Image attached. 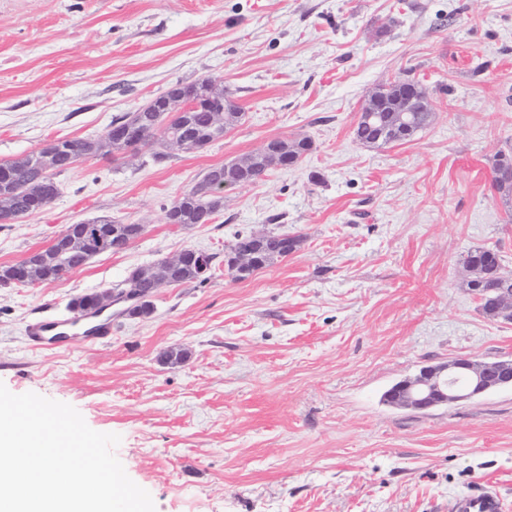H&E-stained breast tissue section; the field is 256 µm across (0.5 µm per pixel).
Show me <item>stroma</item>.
Wrapping results in <instances>:
<instances>
[{"label":"stroma","instance_id":"35a3bbf8","mask_svg":"<svg viewBox=\"0 0 512 512\" xmlns=\"http://www.w3.org/2000/svg\"><path fill=\"white\" fill-rule=\"evenodd\" d=\"M416 79L430 123L381 147L354 136L374 88ZM222 80L243 118L193 152L155 144L77 162L43 210L0 224V266L94 219L143 225L63 278L0 286V383L76 408L156 512H448L493 485L512 508V387L425 412L383 393L458 357L512 359V321L468 288L469 251L512 276V207L492 187L512 153V0H0V162L101 136L174 83ZM271 137L309 138L295 166L226 189L212 223L166 207ZM298 237L235 278L236 233ZM194 248L205 283L162 285L152 314L109 308V340L33 348L37 316ZM169 348L183 363H161Z\"/></svg>","mask_w":512,"mask_h":512}]
</instances>
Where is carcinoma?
Here are the masks:
<instances>
[{"mask_svg": "<svg viewBox=\"0 0 512 512\" xmlns=\"http://www.w3.org/2000/svg\"><path fill=\"white\" fill-rule=\"evenodd\" d=\"M196 95L197 102L188 112H176L157 118V110L163 107L164 96L160 95L134 112L113 119L115 123H128L139 121L145 130L143 143H157L162 147L184 144V149L191 151L198 146H207L224 137V133L236 126L242 117L239 107L231 99V94L224 88V82L206 78L189 84ZM406 91L405 84L397 80L388 85L383 93L372 91L363 107V112L372 115V118L360 123L355 129L356 138L364 144H377L383 142L380 138L381 131L387 129L396 138L411 139L418 131L422 130L429 122L431 112L421 111L422 105L412 104L413 111L400 112L404 101L402 93ZM205 101L223 102L225 109L220 123L212 120V113L203 109ZM63 144L69 150L60 154V157L50 174L54 178L69 170L80 160H88L102 154L103 150L112 153L126 152L131 146L125 142L104 141L96 139H66ZM34 154L25 158L0 163V203L12 209L18 217L28 215V199L22 193L14 192V185H24L34 177V167L31 165ZM503 154L496 156L492 171V185L499 194L500 199L509 204L512 202V187L504 185L497 180V173L502 168ZM224 169L218 165L210 168L201 181L189 191L183 193L166 208V219L171 224H183L185 226L203 223V217L211 218L223 205L224 196L211 194L205 190L206 185L212 181L211 174ZM142 230L141 225L116 224L117 233L112 236L108 252L116 253L125 249L133 241L128 235L132 228ZM298 238L291 236L288 241H283L278 233L237 234L233 242L228 246L227 267L235 272L238 279H243L246 274L234 264L235 254L241 250H253L262 260L263 266H268L283 257L284 249H294ZM85 253L76 249L64 260H56L49 267L36 269L29 267L28 277L30 282L53 281L74 270L81 268ZM215 256L208 254L198 256L186 261L173 275L176 284L198 282L200 284L210 277ZM499 251L494 248H478L467 256V266L478 270L480 279L478 282H469L468 287L475 288H511L512 283L503 281L496 274L500 266Z\"/></svg>", "mask_w": 512, "mask_h": 512, "instance_id": "1", "label": "carcinoma"}]
</instances>
